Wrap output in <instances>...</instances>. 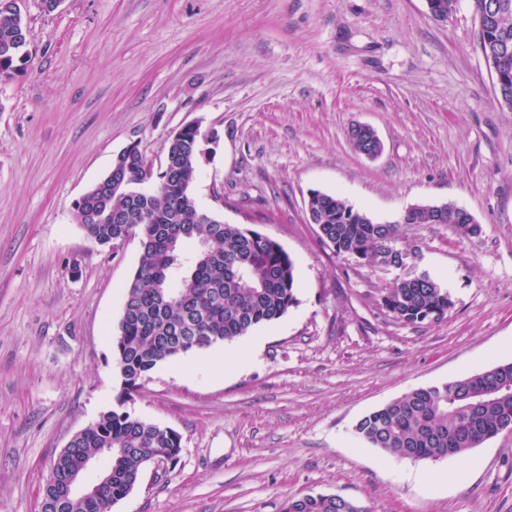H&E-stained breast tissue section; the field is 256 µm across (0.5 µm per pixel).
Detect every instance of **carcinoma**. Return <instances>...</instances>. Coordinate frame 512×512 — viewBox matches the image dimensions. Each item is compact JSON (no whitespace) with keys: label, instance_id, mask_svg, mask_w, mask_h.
I'll list each match as a JSON object with an SVG mask.
<instances>
[{"label":"carcinoma","instance_id":"1","mask_svg":"<svg viewBox=\"0 0 512 512\" xmlns=\"http://www.w3.org/2000/svg\"><path fill=\"white\" fill-rule=\"evenodd\" d=\"M479 46L493 59L496 99L512 110V0H472ZM30 32L12 12H0V81L29 62ZM168 160L147 180L141 150L131 144L73 208L85 236L101 246L139 239L142 254L125 287L113 358L122 392L116 407L74 437L53 460L56 483L44 485L45 512H112L139 483L146 464L178 456L180 436L124 408L131 393L161 362L232 342L283 317L297 303L296 263L274 239L200 212L192 188L204 155L199 133L187 128L170 138ZM320 240L356 262L395 247L399 225L381 224L332 194L316 192ZM403 224H431L423 206L405 211ZM379 306L394 320L421 324L448 314L453 301L431 277L400 281ZM512 428V362L449 383L414 389L362 417L354 426L367 444L400 460L459 457ZM105 461L107 482L75 498L68 481L86 457ZM281 512H365L329 495L289 498Z\"/></svg>","mask_w":512,"mask_h":512}]
</instances>
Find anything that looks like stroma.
I'll list each match as a JSON object with an SVG mask.
<instances>
[{
	"mask_svg": "<svg viewBox=\"0 0 512 512\" xmlns=\"http://www.w3.org/2000/svg\"><path fill=\"white\" fill-rule=\"evenodd\" d=\"M27 70L0 83V512H38L54 457L115 406L124 289L141 248L101 247L74 203L138 144L217 142L193 194L275 239L298 302L235 341L156 366L125 408L181 437L112 512H281L339 495L366 512H512V431L461 457L399 461L353 427L405 392L512 361V110L501 107L471 0H22ZM371 126L367 159L348 130ZM343 197L400 223V268L336 256L305 200ZM451 203L480 224H401ZM428 275L453 307L403 325L377 300Z\"/></svg>",
	"mask_w": 512,
	"mask_h": 512,
	"instance_id": "1",
	"label": "stroma"
}]
</instances>
